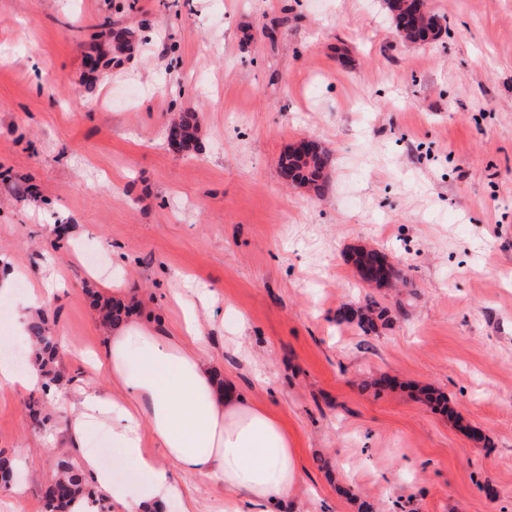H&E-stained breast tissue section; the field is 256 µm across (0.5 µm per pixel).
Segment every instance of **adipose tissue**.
Segmentation results:
<instances>
[{"label": "adipose tissue", "instance_id": "ef3b65f1", "mask_svg": "<svg viewBox=\"0 0 512 512\" xmlns=\"http://www.w3.org/2000/svg\"><path fill=\"white\" fill-rule=\"evenodd\" d=\"M199 310H182L179 335L127 319L106 326L89 355L111 387L79 386L65 445L76 451L84 477L128 512H157L182 498L179 481L199 477L226 494L224 512H279L299 482L296 452L282 420L224 380L204 346ZM146 472L129 487L88 451L92 426ZM163 460H156L155 451Z\"/></svg>", "mask_w": 512, "mask_h": 512}]
</instances>
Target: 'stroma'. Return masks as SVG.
Listing matches in <instances>:
<instances>
[{
	"mask_svg": "<svg viewBox=\"0 0 512 512\" xmlns=\"http://www.w3.org/2000/svg\"><path fill=\"white\" fill-rule=\"evenodd\" d=\"M428 6L442 32L409 46L383 0H0V278L17 302L59 276V392L109 383L88 271L172 333L173 289L209 291L220 372L288 423L287 512H512V0ZM305 138L321 197L278 175ZM364 245L411 287L362 285ZM369 298L375 332L337 324ZM28 399L0 382V512H42L65 453L69 408L40 427ZM170 125H174V127L181 132L184 142V151L191 150L198 140L199 118L197 112H193L192 110L178 112L171 120L169 126ZM169 126H166L165 136Z\"/></svg>",
	"mask_w": 512,
	"mask_h": 512,
	"instance_id": "35a3bbf8",
	"label": "stroma"
}]
</instances>
